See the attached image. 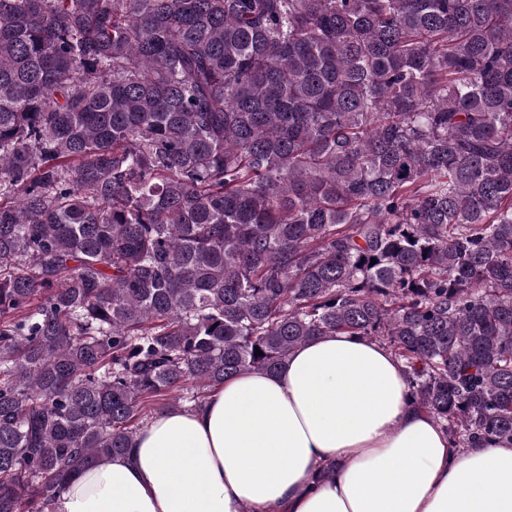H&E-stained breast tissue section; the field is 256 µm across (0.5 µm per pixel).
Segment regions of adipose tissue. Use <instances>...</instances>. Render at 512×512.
<instances>
[{
	"label": "adipose tissue",
	"mask_w": 512,
	"mask_h": 512,
	"mask_svg": "<svg viewBox=\"0 0 512 512\" xmlns=\"http://www.w3.org/2000/svg\"><path fill=\"white\" fill-rule=\"evenodd\" d=\"M333 474L314 483L316 468ZM512 512V441L476 450L408 396L403 365L346 333L275 374L226 380L155 415L128 455L86 469L54 512Z\"/></svg>",
	"instance_id": "ef3b65f1"
}]
</instances>
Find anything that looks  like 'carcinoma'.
Listing matches in <instances>:
<instances>
[{
  "instance_id": "carcinoma-1",
  "label": "carcinoma",
  "mask_w": 512,
  "mask_h": 512,
  "mask_svg": "<svg viewBox=\"0 0 512 512\" xmlns=\"http://www.w3.org/2000/svg\"><path fill=\"white\" fill-rule=\"evenodd\" d=\"M338 332L512 441V0H0V512Z\"/></svg>"
}]
</instances>
